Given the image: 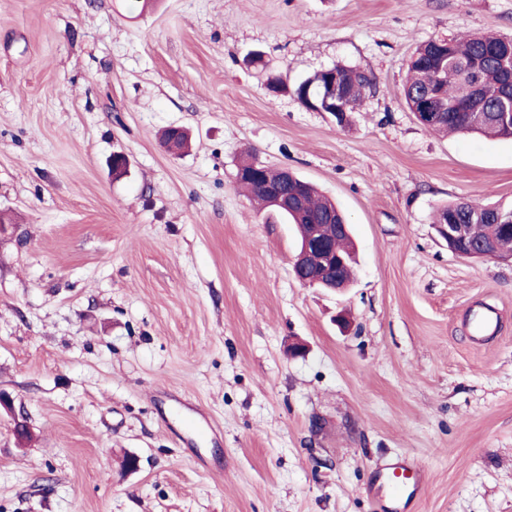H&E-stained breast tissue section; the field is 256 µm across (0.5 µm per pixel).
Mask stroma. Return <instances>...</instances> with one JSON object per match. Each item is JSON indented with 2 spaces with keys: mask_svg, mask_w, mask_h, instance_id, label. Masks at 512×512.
Segmentation results:
<instances>
[{
  "mask_svg": "<svg viewBox=\"0 0 512 512\" xmlns=\"http://www.w3.org/2000/svg\"><path fill=\"white\" fill-rule=\"evenodd\" d=\"M468 31L511 36L512 0H0V393L31 431L0 413V512H381L404 456L415 512H512V261L434 229L512 207V141L402 94L419 45ZM337 64L372 80L343 125L293 92ZM251 155L343 210L347 291L294 278ZM428 484L425 470L407 459H398L377 470L373 495L386 512H409Z\"/></svg>",
  "mask_w": 512,
  "mask_h": 512,
  "instance_id": "obj_1",
  "label": "stroma"
}]
</instances>
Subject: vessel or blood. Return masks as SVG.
I'll list each match as a JSON object with an SVG mask.
<instances>
[{
	"instance_id": "1",
	"label": "vessel or blood",
	"mask_w": 512,
	"mask_h": 512,
	"mask_svg": "<svg viewBox=\"0 0 512 512\" xmlns=\"http://www.w3.org/2000/svg\"><path fill=\"white\" fill-rule=\"evenodd\" d=\"M428 484L425 470L407 459H399L377 470L371 485L385 512H410Z\"/></svg>"
}]
</instances>
